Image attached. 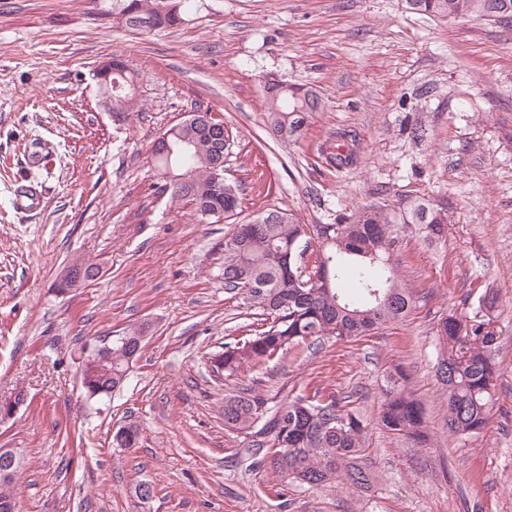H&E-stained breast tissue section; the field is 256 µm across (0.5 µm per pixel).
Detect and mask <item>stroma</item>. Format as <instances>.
<instances>
[{
  "mask_svg": "<svg viewBox=\"0 0 512 512\" xmlns=\"http://www.w3.org/2000/svg\"><path fill=\"white\" fill-rule=\"evenodd\" d=\"M111 11L112 0H0V398L26 394L0 423V448L21 459V512H512V19L448 20L405 0H189L181 24L138 34ZM115 53L141 91L122 125L93 79ZM270 79L320 100L298 141L268 132ZM197 104L230 139L224 176L244 197L233 221L199 223L162 192L151 160L153 142ZM340 132L360 146L342 171L327 162ZM29 184L41 205L15 209ZM418 199L445 211L448 234L428 247L407 233L400 271L420 300L405 319L243 371L274 404L352 394L367 426L369 487L287 485L271 460L251 465V434L225 429L233 382L208 370L210 354L263 320L224 290V239L264 207L333 224L366 203ZM77 258L102 276L57 296ZM488 291L495 404L484 432L455 436L434 327L471 316ZM138 327L124 386L86 400V356ZM398 364L426 408L421 447L377 423ZM129 424L137 447H113ZM144 482L153 495L141 504Z\"/></svg>",
  "mask_w": 512,
  "mask_h": 512,
  "instance_id": "35a3bbf8",
  "label": "stroma"
}]
</instances>
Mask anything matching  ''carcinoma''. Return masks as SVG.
Wrapping results in <instances>:
<instances>
[{
	"label": "carcinoma",
	"instance_id": "obj_1",
	"mask_svg": "<svg viewBox=\"0 0 512 512\" xmlns=\"http://www.w3.org/2000/svg\"><path fill=\"white\" fill-rule=\"evenodd\" d=\"M168 0H116V19L126 26L124 15L149 20L143 32L174 27L183 21V9H164ZM415 13L447 19L483 18L498 21L512 17V0H406ZM112 116L118 123L138 111V94L130 83L136 74L120 55L112 57ZM267 124L272 136L296 142L320 107L309 89L266 82ZM170 149L151 148V157L168 176L165 187L171 199L193 206L201 223H216L241 209L240 186L215 180L217 158L224 139L193 127H169ZM338 139V151L329 164L346 169L354 164L358 147L347 133ZM415 228L423 241L444 238L447 228L442 210L426 201L403 207L366 204L340 224H303L290 211L268 208L255 222L239 224L224 239V290L245 291V299L268 315L266 327L245 340L226 342L209 360L217 361L224 377L233 378L246 366L259 367L271 360L287 361L288 354L303 344L319 345L328 339L349 341L367 332L404 319L416 305L417 292L399 273L397 257L405 233ZM327 273L319 275V270ZM318 281H313L314 275ZM145 329L127 332L109 345L106 361L87 365L82 376L87 398L112 396L128 377L127 358L137 354ZM440 343L459 344L457 360H439L438 381L448 392V433L467 436L483 432L489 424L498 381L494 357L496 336L484 323L463 330L454 316L436 327ZM348 395L334 392L319 400L297 396L268 407L263 381L252 378L224 394V427L239 432L256 430L246 453L271 455L287 484L318 489L344 478L351 487H365L369 471L357 463L364 451L366 425ZM379 423L385 431L407 437L416 444L428 439L422 403L409 386L402 366L386 376ZM140 432L135 425L115 431L113 445L133 448ZM14 477H0V512L15 502Z\"/></svg>",
	"mask_w": 512,
	"mask_h": 512
}]
</instances>
